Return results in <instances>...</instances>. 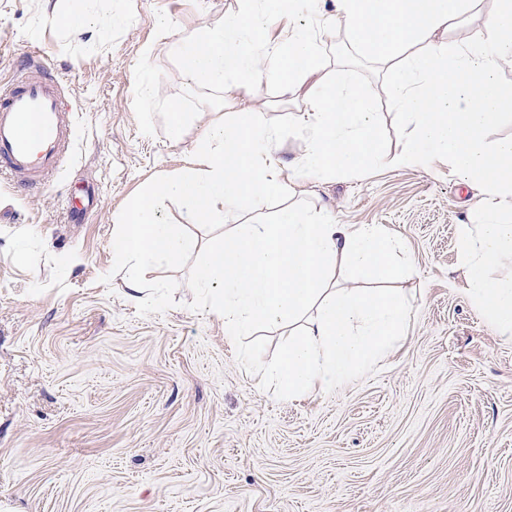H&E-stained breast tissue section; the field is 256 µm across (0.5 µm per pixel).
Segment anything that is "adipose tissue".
Listing matches in <instances>:
<instances>
[{
    "instance_id": "1",
    "label": "adipose tissue",
    "mask_w": 512,
    "mask_h": 512,
    "mask_svg": "<svg viewBox=\"0 0 512 512\" xmlns=\"http://www.w3.org/2000/svg\"><path fill=\"white\" fill-rule=\"evenodd\" d=\"M333 2L325 25L343 29L379 65L390 106L413 124L404 148L384 151L371 100L352 72L340 68L334 79L305 89L296 121L309 132L306 147L295 167L283 170L270 153L276 130L233 106L269 77L286 96L304 88L324 68L322 27L297 21L309 0H242L239 16L177 34L172 42L191 82L223 90L226 113L199 131L194 168L154 182L119 216L113 266L130 270L126 287L135 295L155 267L190 248L184 226L164 222L165 200L179 199L191 223L201 224L249 198L260 203L293 194L312 176L412 167L443 156L451 174L480 183L486 194L462 227L458 263L465 296L496 331L512 335V282L488 274L512 262V138L484 143L490 120L506 107L498 72L512 59V0H494L487 10L482 0ZM476 10L485 37L451 46L438 40ZM283 17L288 27L282 36L263 39L269 21ZM339 265L392 278L410 270L394 258L381 225L338 224L289 203L236 225L200 269L197 286L208 312L223 319L228 339L293 324L286 347L265 372L282 394L330 392L369 371L412 312L396 293L331 286L329 275Z\"/></svg>"
}]
</instances>
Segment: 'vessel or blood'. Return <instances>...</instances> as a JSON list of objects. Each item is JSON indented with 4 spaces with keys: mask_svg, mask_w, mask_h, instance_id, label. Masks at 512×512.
I'll use <instances>...</instances> for the list:
<instances>
[{
    "mask_svg": "<svg viewBox=\"0 0 512 512\" xmlns=\"http://www.w3.org/2000/svg\"><path fill=\"white\" fill-rule=\"evenodd\" d=\"M72 142L59 77L46 62L28 61L0 90V171L24 177L26 189L39 188L62 168Z\"/></svg>",
    "mask_w": 512,
    "mask_h": 512,
    "instance_id": "obj_1",
    "label": "vessel or blood"
}]
</instances>
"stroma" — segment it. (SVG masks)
I'll return each instance as SVG.
<instances>
[{
    "label": "stroma",
    "mask_w": 512,
    "mask_h": 512,
    "mask_svg": "<svg viewBox=\"0 0 512 512\" xmlns=\"http://www.w3.org/2000/svg\"><path fill=\"white\" fill-rule=\"evenodd\" d=\"M56 0H0V88L26 56L52 65L74 113L70 158L45 189L0 175V512H512V335L462 297L458 238L478 183L436 158L408 168L306 179L295 203L340 224H380L412 270L337 274L351 288L392 287L413 312L369 372L331 392L289 398L263 382L287 328L228 341L196 274L239 219L187 224L197 245L157 267L139 300L112 265L114 220L165 175L189 167L199 128L224 94L187 85L171 51L229 19L240 0H86L117 14L98 35L47 25ZM150 55L152 98L137 68ZM323 77L337 63L377 114L386 148L410 120L341 29L322 36ZM194 114L180 138L168 100ZM298 97L264 80L241 104L278 132L291 167L306 145Z\"/></svg>",
    "instance_id": "stroma-1"
}]
</instances>
